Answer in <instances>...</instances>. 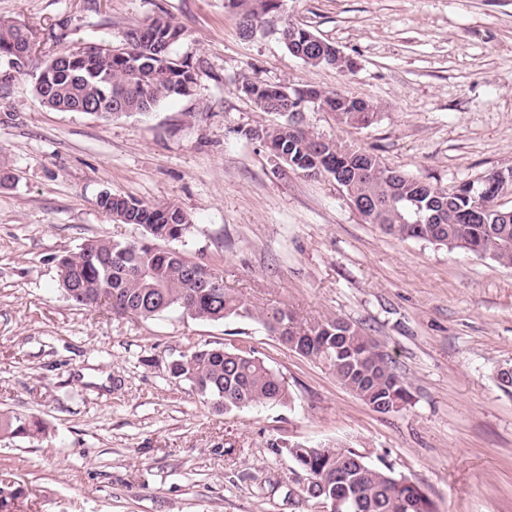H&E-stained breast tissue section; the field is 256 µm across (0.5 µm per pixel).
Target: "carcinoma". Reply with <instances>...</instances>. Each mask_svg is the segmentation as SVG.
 I'll list each match as a JSON object with an SVG mask.
<instances>
[{"label": "carcinoma", "mask_w": 512, "mask_h": 512, "mask_svg": "<svg viewBox=\"0 0 512 512\" xmlns=\"http://www.w3.org/2000/svg\"><path fill=\"white\" fill-rule=\"evenodd\" d=\"M283 0H227L239 15L242 30L249 31L264 16L277 13ZM25 27L0 22V67L16 57L24 43ZM179 26L155 18L127 33L126 46L88 52V47L67 49L65 64L46 74L44 104L63 112L78 103L92 104L107 119L125 114L129 107L139 114L152 111L162 100L186 97L196 84L195 69L187 60L170 55L180 38ZM282 37L290 52L305 56V63L352 71L353 59L324 50L309 30L288 23ZM238 91L266 112H278L284 123L255 131L292 171L332 178L350 173L345 194L370 202L365 221L377 224L388 236L421 239L450 248H463L478 256L512 267V215L500 216V189H486V211L480 222L465 221L473 199L464 186L447 190L412 178L382 164L368 151L346 143L293 128L287 85L243 81ZM308 103L331 112L346 126L371 124L378 115L369 101L305 88ZM406 203L434 215L430 224H415L401 206ZM122 216L119 223L142 229V240L86 241L78 251L58 259L59 288L75 304L108 306L115 314L129 310L143 320L171 310L194 314L201 321L249 318L260 322L279 342L295 344L300 357L327 369L343 387L371 407L379 402L402 406L408 391L391 362L358 327L341 318L304 322L291 311L257 310L224 288L223 279L175 249H161L155 241H173L191 228L187 215L174 203L145 204L120 194L101 203ZM169 374L188 382L203 400L218 411L232 412L252 406L285 405L290 399L284 378L257 355L253 347L226 348L222 344L191 350L168 363ZM46 427L25 415L0 413V433L34 438ZM295 467L309 476L306 498L315 503L330 501L336 494H350L359 508L344 512H434V504L416 484L370 465L352 448L339 446H284ZM20 487L0 481V512H14Z\"/></svg>", "instance_id": "cac0c4a2"}]
</instances>
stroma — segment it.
<instances>
[{
	"mask_svg": "<svg viewBox=\"0 0 512 512\" xmlns=\"http://www.w3.org/2000/svg\"><path fill=\"white\" fill-rule=\"evenodd\" d=\"M157 17L182 30L191 96L100 119L45 107L36 80L59 52L123 47ZM33 28L25 68L0 80V411L47 436L0 438L14 512H316L280 445L344 444L424 489L436 512H512V268L366 223L327 176L282 171L256 130L282 123L241 81L370 101L348 127L310 106L303 126L443 188L512 173V0H285L252 35L224 0H0ZM353 58L342 72L286 48L285 23ZM105 191L172 202L191 228L173 249L256 308L358 326L411 399L379 413L257 321L152 320L75 305L57 260L90 239L133 241L96 203ZM251 341L288 405L217 413L167 364L192 347Z\"/></svg>",
	"mask_w": 512,
	"mask_h": 512,
	"instance_id": "stroma-1",
	"label": "stroma"
}]
</instances>
